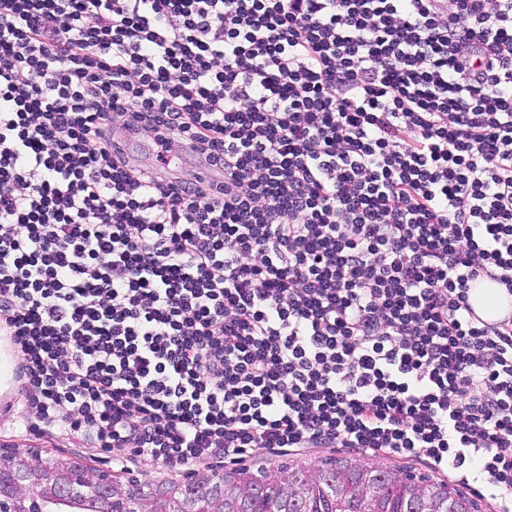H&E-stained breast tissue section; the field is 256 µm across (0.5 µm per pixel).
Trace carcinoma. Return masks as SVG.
Wrapping results in <instances>:
<instances>
[{
    "label": "carcinoma",
    "instance_id": "1",
    "mask_svg": "<svg viewBox=\"0 0 512 512\" xmlns=\"http://www.w3.org/2000/svg\"><path fill=\"white\" fill-rule=\"evenodd\" d=\"M73 482L66 508L48 498L14 501V512H129L132 500L121 495L125 484L112 478V503L76 481L88 465L68 461ZM145 512L165 509L181 512L190 501L198 512H362L368 503H378L381 512H470L473 502L463 493L448 494V484L427 475L416 478L391 466L357 464L327 458L317 466L284 464L253 470L230 468L222 475L200 477L187 483L170 482L145 492Z\"/></svg>",
    "mask_w": 512,
    "mask_h": 512
}]
</instances>
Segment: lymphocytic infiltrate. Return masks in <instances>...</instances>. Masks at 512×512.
<instances>
[{"mask_svg": "<svg viewBox=\"0 0 512 512\" xmlns=\"http://www.w3.org/2000/svg\"><path fill=\"white\" fill-rule=\"evenodd\" d=\"M483 277L512 295V0H0L31 432L175 468L420 458L512 512Z\"/></svg>", "mask_w": 512, "mask_h": 512, "instance_id": "obj_1", "label": "lymphocytic infiltrate"}]
</instances>
